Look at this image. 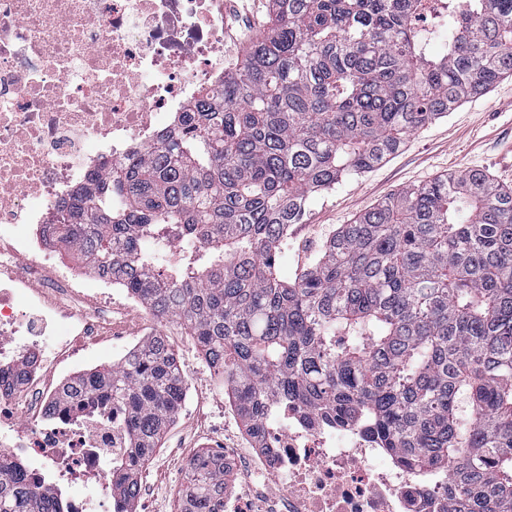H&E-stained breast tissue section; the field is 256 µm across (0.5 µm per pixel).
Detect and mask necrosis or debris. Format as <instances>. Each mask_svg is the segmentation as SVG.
<instances>
[{
  "instance_id": "1",
  "label": "necrosis or debris",
  "mask_w": 512,
  "mask_h": 512,
  "mask_svg": "<svg viewBox=\"0 0 512 512\" xmlns=\"http://www.w3.org/2000/svg\"><path fill=\"white\" fill-rule=\"evenodd\" d=\"M224 75V0H0V460H26L68 512L120 508L106 469L128 458L123 413L64 404L53 346L116 336L112 279L62 265L51 218L106 162L149 153ZM264 446L221 451L223 512H446L439 469L398 463L367 428L297 406Z\"/></svg>"
}]
</instances>
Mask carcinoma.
Wrapping results in <instances>:
<instances>
[{"instance_id": "1", "label": "carcinoma", "mask_w": 512, "mask_h": 512, "mask_svg": "<svg viewBox=\"0 0 512 512\" xmlns=\"http://www.w3.org/2000/svg\"><path fill=\"white\" fill-rule=\"evenodd\" d=\"M511 76L512 0H270L244 59L156 150L102 165L58 224L94 271L187 325L256 441L271 406L295 404L369 427L409 469H443L448 512H512V187L443 175L341 225L309 269L278 264L311 194ZM165 227L187 241L175 268ZM61 397L127 415L112 486L131 512L185 397L165 338ZM224 478L198 455L182 512H216ZM0 512L66 509L0 462Z\"/></svg>"}]
</instances>
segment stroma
Wrapping results in <instances>:
<instances>
[{
  "mask_svg": "<svg viewBox=\"0 0 512 512\" xmlns=\"http://www.w3.org/2000/svg\"><path fill=\"white\" fill-rule=\"evenodd\" d=\"M236 24L224 41V55L240 59V38L257 29L268 0H235ZM512 144V77L489 92L469 99L447 117L411 132L402 150L371 171L345 180L332 193L313 195L304 223L292 225L280 264L295 275L318 257L326 238L340 225L402 190L463 169H480L512 186V166L503 154ZM145 305L129 308L124 339L71 341L60 348L64 369L88 371L118 363L129 346L154 334ZM167 342L186 383V395L159 448L145 462L138 477L132 512H180L187 465L198 453L210 450L214 438L238 433L242 422L224 387L218 382L194 338L182 321H171Z\"/></svg>",
  "mask_w": 512,
  "mask_h": 512,
  "instance_id": "35a3bbf8",
  "label": "stroma"
}]
</instances>
